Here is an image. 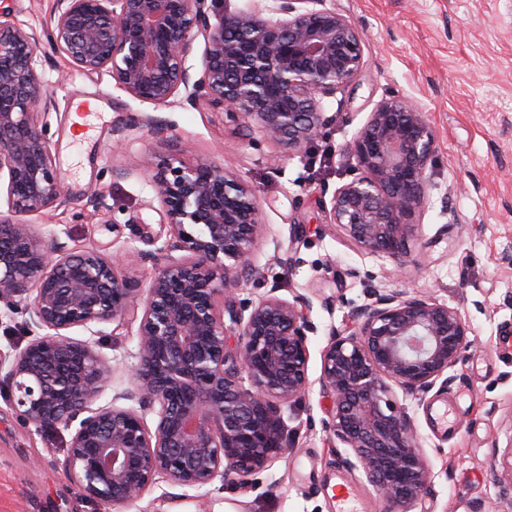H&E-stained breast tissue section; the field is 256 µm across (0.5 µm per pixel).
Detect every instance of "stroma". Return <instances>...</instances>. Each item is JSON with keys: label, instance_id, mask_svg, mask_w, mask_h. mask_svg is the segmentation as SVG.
<instances>
[{"label": "stroma", "instance_id": "35a3bbf8", "mask_svg": "<svg viewBox=\"0 0 512 512\" xmlns=\"http://www.w3.org/2000/svg\"><path fill=\"white\" fill-rule=\"evenodd\" d=\"M363 36L357 79L325 105L331 123L310 153L291 154L262 139L253 119L218 107L154 108L130 98L105 75L73 70L62 56L45 67V92L54 105L46 118L64 186L66 208L27 216L42 235L66 229L70 245L111 252L126 242L119 277L147 288L150 264L140 242L129 241L127 221L159 229L161 206L146 184V169L160 157L210 158L252 185L266 239L255 250L266 262L287 247L293 225L303 242L292 275L280 277V295L318 290L327 272L355 302L364 299L355 267L390 289L418 291L464 313L475 343L448 391L410 403L418 442L434 474V500L411 512H512V354L500 351L512 333V0H326ZM400 96L421 106L437 137L429 201L413 218L418 230L414 261L389 273L379 258L356 251L330 225L326 205L347 181L353 164L345 142L380 101ZM152 112L168 127L117 138L127 113ZM103 197L106 206L92 201ZM120 231H113V223ZM448 236L437 239L440 227ZM347 310L315 305L318 332L310 339L312 381L306 408H284L298 427L295 448L250 476V488H178L165 479L150 485L132 506L82 498L66 466L65 430L20 423L0 386V512H336L333 483L343 478L359 492L358 512H383L384 503L362 472L338 466L337 442L305 427L328 406L319 395L320 354L329 327H343ZM134 326L101 337L98 347L112 367L115 390L128 385L135 363Z\"/></svg>", "mask_w": 512, "mask_h": 512}]
</instances>
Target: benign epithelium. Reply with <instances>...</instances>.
Segmentation results:
<instances>
[{
  "mask_svg": "<svg viewBox=\"0 0 512 512\" xmlns=\"http://www.w3.org/2000/svg\"><path fill=\"white\" fill-rule=\"evenodd\" d=\"M50 25L44 46L0 13V305L22 316L30 337L0 350V385L23 424L70 433L66 462L86 500L132 505L158 476L177 487L241 488L295 447L282 407H303L309 392L312 297L282 298L274 284L239 298L243 284L265 280L251 255L267 225L254 188L206 157L156 164L149 186L163 231L126 223L148 246L145 289L116 272L126 246L110 255L73 248L23 222L69 204L41 119L51 104L45 65L60 54L156 107L242 112L264 137L305 153L330 123L321 100L361 71L362 33L325 0H54ZM199 38L197 77L189 58ZM138 128L166 125L130 113L116 133ZM344 151L358 174L333 191L331 224L358 252L405 267L436 152L425 110L378 103ZM363 283L364 301L349 306L345 329L330 328L320 355L319 391L330 402L320 427L346 448L338 464L362 471L386 512H408L432 494L433 474L394 389L418 401L448 390L473 340L460 309L379 288L368 274ZM130 316L132 388L99 406L112 369L70 332L102 336Z\"/></svg>",
  "mask_w": 512,
  "mask_h": 512,
  "instance_id": "benign-epithelium-1",
  "label": "benign epithelium"
}]
</instances>
